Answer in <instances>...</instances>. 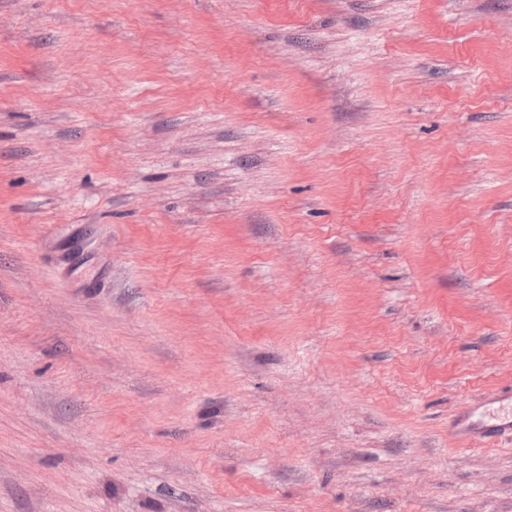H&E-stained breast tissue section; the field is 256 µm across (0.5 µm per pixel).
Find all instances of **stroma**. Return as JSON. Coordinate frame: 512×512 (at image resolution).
<instances>
[{
	"label": "stroma",
	"instance_id": "1",
	"mask_svg": "<svg viewBox=\"0 0 512 512\" xmlns=\"http://www.w3.org/2000/svg\"><path fill=\"white\" fill-rule=\"evenodd\" d=\"M512 0H0V512H512ZM470 419L458 429L468 439L486 437L494 432H512V409L508 413L489 415L488 420L480 419L477 422H473Z\"/></svg>",
	"mask_w": 512,
	"mask_h": 512
}]
</instances>
